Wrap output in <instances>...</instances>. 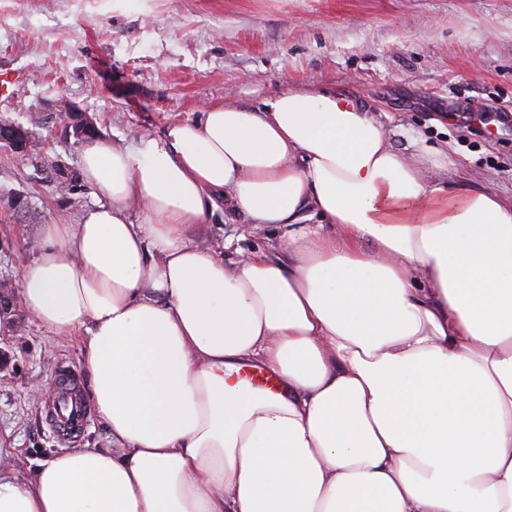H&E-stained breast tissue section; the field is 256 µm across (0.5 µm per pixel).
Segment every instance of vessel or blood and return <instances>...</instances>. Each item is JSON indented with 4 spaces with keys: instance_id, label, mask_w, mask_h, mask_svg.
Segmentation results:
<instances>
[{
    "instance_id": "b4317fda",
    "label": "vessel or blood",
    "mask_w": 512,
    "mask_h": 512,
    "mask_svg": "<svg viewBox=\"0 0 512 512\" xmlns=\"http://www.w3.org/2000/svg\"><path fill=\"white\" fill-rule=\"evenodd\" d=\"M59 387L45 409V418L61 442L79 437L91 418V409L79 392V380L67 367L58 369Z\"/></svg>"
}]
</instances>
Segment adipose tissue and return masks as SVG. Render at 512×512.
Segmentation results:
<instances>
[{
    "mask_svg": "<svg viewBox=\"0 0 512 512\" xmlns=\"http://www.w3.org/2000/svg\"><path fill=\"white\" fill-rule=\"evenodd\" d=\"M444 167L327 90L86 143L104 202L20 295L83 331L112 446L0 472V512H512V202ZM221 206L274 253L194 243Z\"/></svg>",
    "mask_w": 512,
    "mask_h": 512,
    "instance_id": "ef3b65f1",
    "label": "adipose tissue"
}]
</instances>
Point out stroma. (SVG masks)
<instances>
[{
  "label": "stroma",
  "instance_id": "obj_1",
  "mask_svg": "<svg viewBox=\"0 0 512 512\" xmlns=\"http://www.w3.org/2000/svg\"><path fill=\"white\" fill-rule=\"evenodd\" d=\"M5 69L23 81L0 118L65 100L100 138L131 146L212 105L334 90L375 112L402 152L447 150L449 177L512 198V128L466 130L486 106L512 113V0H0ZM35 149L80 167L83 146L63 128H37ZM32 173L0 148V458L22 476L66 451L45 404L59 366L83 367L78 340L26 313L21 264L40 225L102 199L86 184L61 196ZM190 237L228 264L276 240L221 210Z\"/></svg>",
  "mask_w": 512,
  "mask_h": 512
}]
</instances>
